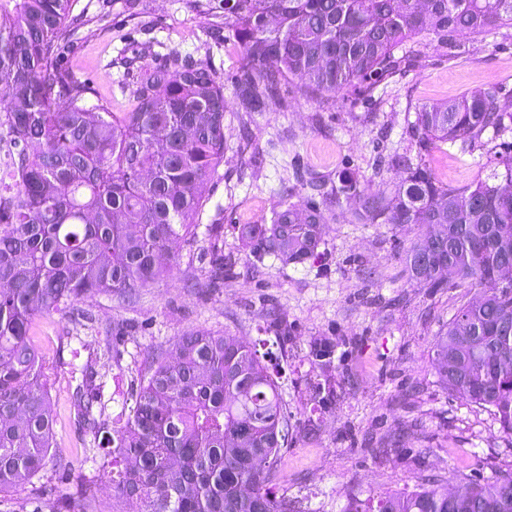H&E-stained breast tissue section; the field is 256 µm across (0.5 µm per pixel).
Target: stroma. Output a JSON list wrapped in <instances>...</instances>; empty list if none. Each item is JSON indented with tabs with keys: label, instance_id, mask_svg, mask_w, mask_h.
Instances as JSON below:
<instances>
[{
	"label": "stroma",
	"instance_id": "obj_1",
	"mask_svg": "<svg viewBox=\"0 0 512 512\" xmlns=\"http://www.w3.org/2000/svg\"><path fill=\"white\" fill-rule=\"evenodd\" d=\"M208 2L207 14L191 11L186 0H138L132 12L125 0L74 2L76 21L60 64L90 87V103L121 111L139 73L173 51L223 80L227 146L198 222L221 225L234 267L213 287L208 265L197 260L210 247L201 234L180 243L169 274L134 302L104 294L81 299L79 309L94 324H75L66 311L36 318L30 336L43 358L57 424L55 454L35 485L57 488L64 501L91 490L89 512H131V503L101 491L107 479L98 467L100 450L77 423L79 367L97 355L108 403L115 388L129 390L151 354L178 336L206 330L252 342L263 337L272 309L292 328L282 375L295 420L303 418L306 381L317 375L306 359L311 340H343L335 405L316 436H298L281 451L277 484L303 512H341L352 496L410 489L424 472L449 482L458 468L480 477L512 469V439L494 415L447 394L431 368L436 336L481 290L408 281L404 251L420 241L421 228L358 223L356 204L348 201L326 211L320 258L286 268L269 257L256 261L241 237L242 225L268 222L273 209L298 194L300 172L334 186L346 175L374 193L404 177L394 160L408 156L454 186L486 178L497 162L491 146L469 153L440 143L422 147L408 124L424 105L491 87L512 94V35L462 36L467 53L460 59L430 50L418 67L381 84L372 102L351 91L326 102L294 79L279 89L287 110L245 112L234 81L241 57L224 26V0ZM69 332L72 351L58 356Z\"/></svg>",
	"mask_w": 512,
	"mask_h": 512
}]
</instances>
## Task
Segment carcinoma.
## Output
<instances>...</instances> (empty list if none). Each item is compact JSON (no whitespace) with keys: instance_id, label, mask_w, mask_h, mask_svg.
<instances>
[{"instance_id":"carcinoma-1","label":"carcinoma","mask_w":512,"mask_h":512,"mask_svg":"<svg viewBox=\"0 0 512 512\" xmlns=\"http://www.w3.org/2000/svg\"><path fill=\"white\" fill-rule=\"evenodd\" d=\"M73 0H0V127L16 149L0 168V493L30 483L55 447V419L42 357L30 339L36 317L91 294L131 302L165 273L158 257L176 240L198 236L207 183L224 159V83L207 67L170 53L144 70L128 105L112 112L87 103L88 88L58 67L73 21ZM243 65L237 78L246 112L286 109L278 85L295 77L334 98L375 87L416 67L427 44L450 59L466 53L457 36L485 39L512 28V0H224ZM419 142L461 150L492 132L512 149V96L495 88L424 105L413 125ZM503 169L464 187L439 180L423 163L403 160L393 188L374 194L344 180L301 181L304 202H285L267 224L241 235L261 262L285 266L317 259L324 208L358 199L361 224H416L423 241L405 250L408 278L441 288L456 278L483 288L462 304L433 344L432 367L444 389L492 412L512 438V155ZM320 202H315V197ZM222 225L208 228L210 277L224 282L232 264L219 247ZM285 352L288 322L264 328ZM320 336L308 362L323 371L307 383L304 428L336 402V350ZM169 352H155L120 411L105 412L93 361L81 370L78 424L104 437L101 467L121 501L143 512H301L279 493L281 449L296 440L279 356L268 340L247 343L190 331ZM460 495L438 490L439 474L411 490L352 497L343 512H512V471L478 480L456 471ZM55 488L33 489L25 505L55 512Z\"/></svg>"}]
</instances>
